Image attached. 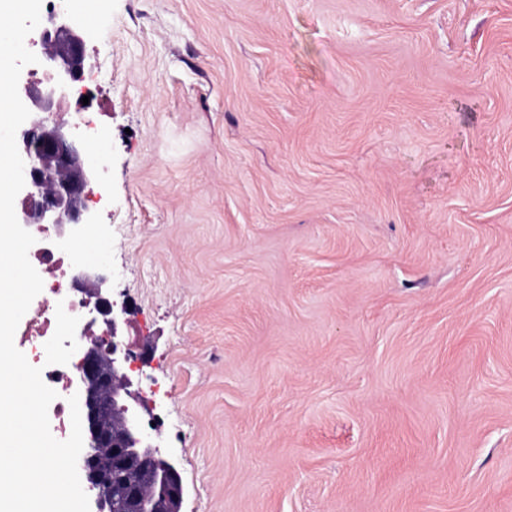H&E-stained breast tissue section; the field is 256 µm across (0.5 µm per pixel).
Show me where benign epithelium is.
<instances>
[{
	"instance_id": "7a95c632",
	"label": "benign epithelium",
	"mask_w": 512,
	"mask_h": 512,
	"mask_svg": "<svg viewBox=\"0 0 512 512\" xmlns=\"http://www.w3.org/2000/svg\"><path fill=\"white\" fill-rule=\"evenodd\" d=\"M49 14L52 28L41 33L37 68L50 76V82L18 84L30 117L16 133L25 186L17 196L15 212L21 224L52 227L57 243L64 245L71 234L92 224L85 195L96 178L97 161L60 116L83 76V41L68 13L51 9ZM73 287L85 295L91 322L100 319L105 325L100 335L85 328L67 342L79 356L77 388L89 434L77 469L95 491V512H180V474L160 451L157 437L144 429L131 403L135 396L129 390L127 369L134 355L118 339V315L107 278L86 267Z\"/></svg>"
}]
</instances>
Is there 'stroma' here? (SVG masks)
I'll use <instances>...</instances> for the list:
<instances>
[{
	"instance_id": "obj_1",
	"label": "stroma",
	"mask_w": 512,
	"mask_h": 512,
	"mask_svg": "<svg viewBox=\"0 0 512 512\" xmlns=\"http://www.w3.org/2000/svg\"><path fill=\"white\" fill-rule=\"evenodd\" d=\"M71 17L181 512H512V0Z\"/></svg>"
}]
</instances>
